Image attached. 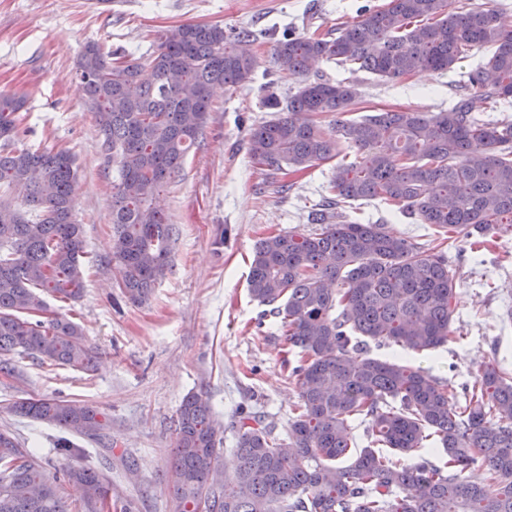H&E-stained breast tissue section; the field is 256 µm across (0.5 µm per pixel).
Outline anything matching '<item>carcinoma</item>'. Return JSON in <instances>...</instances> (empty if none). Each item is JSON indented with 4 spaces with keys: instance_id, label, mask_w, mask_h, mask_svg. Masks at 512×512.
<instances>
[{
    "instance_id": "cac0c4a2",
    "label": "carcinoma",
    "mask_w": 512,
    "mask_h": 512,
    "mask_svg": "<svg viewBox=\"0 0 512 512\" xmlns=\"http://www.w3.org/2000/svg\"><path fill=\"white\" fill-rule=\"evenodd\" d=\"M254 34L183 23L139 58L92 42L76 72L95 112L112 185L109 261L118 288L145 302L164 275L175 225L155 200L182 177L185 156L207 122L218 86L248 82ZM490 55L463 80L448 110H387L346 118L353 84L307 79L320 63L394 80L444 72L475 48ZM280 71L306 77L283 101L264 97L275 116L252 128L253 161L294 172L330 161L338 145L353 162L331 169L328 196L309 213L320 231L260 238L248 274L252 300L268 307L296 365L299 403L288 440L244 407L235 412L237 465L210 476L217 431L207 399L191 393L179 409L170 489L172 512H192L205 496L211 512H512V373L480 366L459 395L401 356L379 358L370 345L434 351L454 336L455 271L431 248L382 224L342 219L348 201L379 199L445 234L495 236L512 226V123L485 118L512 99V23L463 0H388L324 35L290 34L273 48ZM23 100L0 94V356L29 353L84 369L91 361L81 327L48 312L44 295L73 300L83 289L82 225L74 220L77 169L52 147L14 145ZM336 114L325 129L315 117ZM15 412L66 431L102 432L103 413L75 400L32 396ZM367 445L355 447L353 429ZM0 512H70L42 461L0 430ZM479 466L486 477L466 476ZM86 512H111L109 482L92 468L68 467Z\"/></svg>"
}]
</instances>
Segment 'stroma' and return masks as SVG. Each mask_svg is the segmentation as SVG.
<instances>
[{
	"instance_id": "1",
	"label": "stroma",
	"mask_w": 512,
	"mask_h": 512,
	"mask_svg": "<svg viewBox=\"0 0 512 512\" xmlns=\"http://www.w3.org/2000/svg\"><path fill=\"white\" fill-rule=\"evenodd\" d=\"M386 2L0 0V92L26 100L24 145L44 144L74 155L75 220L89 254L81 298L53 299L49 305L82 327L95 355L92 369L77 371L27 354L0 357L8 366L0 372V429L36 452L47 477H62L69 464L91 467L109 478L113 500L131 503L133 512H170L176 419L192 392L212 406L221 438L218 468L224 473L235 465L237 407L258 411L278 433H286L298 390L284 362L285 344L263 306L249 297L247 276L253 247L264 234L312 231L308 213L325 194L331 165L319 164L287 181L269 177L249 155L248 134L270 117L262 105L263 86L272 85L285 98L304 82L274 68L271 53L278 39L336 28L353 22L360 6ZM189 22L252 31L257 67L249 82L214 93L199 145L188 152L181 179L160 199L178 229L172 267L150 300L135 305L122 297L108 258L113 171L95 116L77 91L76 64L88 43L138 55L154 49L164 30ZM487 54L476 49L450 71L415 72L394 81L326 61L315 75L357 84L356 118L392 108L440 112L455 102L460 80ZM341 212L422 243L432 236L431 227L378 200L354 201ZM447 253L456 272L454 337L409 360L457 394L485 362L512 368V291L502 288L512 279V229L480 252H471L460 238ZM33 395L99 407L109 421L105 436L65 434L10 412L13 402ZM62 437L74 455L57 448ZM110 439L116 448H106Z\"/></svg>"
}]
</instances>
